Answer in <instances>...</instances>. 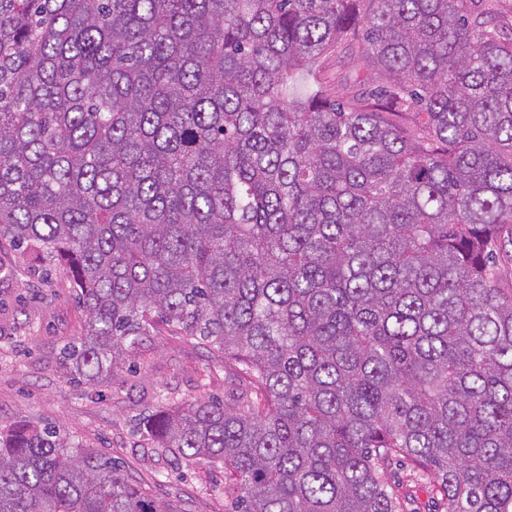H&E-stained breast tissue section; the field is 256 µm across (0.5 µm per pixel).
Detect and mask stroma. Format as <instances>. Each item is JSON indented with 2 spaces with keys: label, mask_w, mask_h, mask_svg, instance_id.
<instances>
[{
  "label": "stroma",
  "mask_w": 512,
  "mask_h": 512,
  "mask_svg": "<svg viewBox=\"0 0 512 512\" xmlns=\"http://www.w3.org/2000/svg\"><path fill=\"white\" fill-rule=\"evenodd\" d=\"M0 268V423L55 424L182 512H232L223 472L151 448L136 423L157 409L224 398L239 375L235 361L164 333L143 341L134 367L115 371L108 383L77 384L57 360L62 341L79 335L85 320L70 280L62 272L46 280L34 275L6 241ZM388 477L405 512H434L433 480L412 462L393 463Z\"/></svg>",
  "instance_id": "1"
}]
</instances>
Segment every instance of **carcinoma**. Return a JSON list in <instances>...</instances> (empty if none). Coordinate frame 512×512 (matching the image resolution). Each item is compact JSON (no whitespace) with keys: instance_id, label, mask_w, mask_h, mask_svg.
I'll return each mask as SVG.
<instances>
[{"instance_id":"obj_1","label":"carcinoma","mask_w":512,"mask_h":512,"mask_svg":"<svg viewBox=\"0 0 512 512\" xmlns=\"http://www.w3.org/2000/svg\"><path fill=\"white\" fill-rule=\"evenodd\" d=\"M505 4L0 0V237L79 290L64 374L162 328L236 361L229 398L142 423L235 512H403V459L439 512H512ZM0 512L181 509L15 422Z\"/></svg>"}]
</instances>
